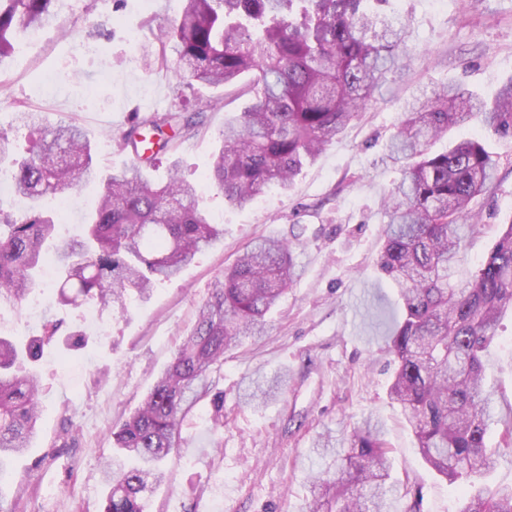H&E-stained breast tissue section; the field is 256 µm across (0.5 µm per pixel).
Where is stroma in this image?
Masks as SVG:
<instances>
[{
    "instance_id": "obj_1",
    "label": "stroma",
    "mask_w": 512,
    "mask_h": 512,
    "mask_svg": "<svg viewBox=\"0 0 512 512\" xmlns=\"http://www.w3.org/2000/svg\"><path fill=\"white\" fill-rule=\"evenodd\" d=\"M410 22L409 69L392 78L382 100L352 121L291 189L272 186L253 204L228 206L204 186L225 116L247 101L216 90L220 102L205 125L184 133L172 153L181 173L202 184L201 196L221 239L149 298L124 308L58 305L51 285L27 303L0 308V336L29 339L48 320L86 333L79 350L45 347L37 365L40 419L30 448L0 475V512H101L102 468L112 454V428L143 402L192 331L200 305L225 268L260 237H295L301 274L268 315L265 335L224 353L213 391L224 396L223 440L213 445L210 400L185 419L182 442L166 461V478L147 512H305L311 476L323 466L322 444L347 447L354 428L378 423L396 490L388 512H460L473 484H448L423 461L400 406L388 396L392 357L387 325L400 316L397 293L375 267L385 230L383 204L400 179L388 145L407 102L458 85L491 98L512 77V0H392ZM181 0H59L38 39L19 37L0 58V128L18 152L36 135L15 120L36 110L50 122L80 125L94 141L100 171L129 164L120 141L135 115L176 110L172 69L147 65L142 44L174 26ZM478 135L499 159L497 186L479 197L481 226L466 245V268L492 248L512 220V138L480 120L436 141ZM285 372L279 397L257 408L243 399L249 380ZM488 387L496 446L489 481L512 484V451L497 443L512 419V314L503 316L490 348Z\"/></svg>"
}]
</instances>
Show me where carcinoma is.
Returning <instances> with one entry per match:
<instances>
[{
  "label": "carcinoma",
  "mask_w": 512,
  "mask_h": 512,
  "mask_svg": "<svg viewBox=\"0 0 512 512\" xmlns=\"http://www.w3.org/2000/svg\"><path fill=\"white\" fill-rule=\"evenodd\" d=\"M58 0H0V56L10 37L43 27ZM366 0H185L176 26L158 34L144 57L174 74L183 88H218L245 74L251 100L242 117L224 119L221 145L206 180L228 204L254 203L269 185L289 187L329 143L383 96L389 77L409 68V22L370 12ZM191 113H153L123 134L130 165L103 178L97 206L79 240L56 245L58 301L124 308L177 276L223 230L200 205L199 186L172 165L165 182L144 173L172 148L182 130L201 127L212 100ZM480 114L495 134L512 137V79L486 99L443 87L417 98L389 146L401 179L385 199L387 228L376 262L402 301V320L387 337L395 365L389 397L401 406L425 462L448 483L482 477L491 465L486 441L492 418L485 356L496 326L512 311V223L465 279L455 277L466 242L479 225L472 202L495 187L497 158L477 138L433 153L430 140ZM18 122L41 131L25 155L0 132V166L14 171V189L30 202L20 220L0 217V306L16 307L39 286L45 246L61 223L42 210L100 177L92 140L74 124L48 123L40 112ZM299 274L293 245L265 237L227 268L201 305L197 321L141 406L112 429L107 494L101 512H146L163 481V464L180 447L182 422L211 393L224 351L263 334L266 316ZM49 321L27 343L0 337V474L29 447L39 418L40 380L24 366L44 346L80 330ZM280 373L251 381L248 399L264 405L285 386ZM390 463L377 428L357 429L343 454L313 481L308 512H386ZM461 512H512V486L486 488Z\"/></svg>",
  "instance_id": "1"
}]
</instances>
